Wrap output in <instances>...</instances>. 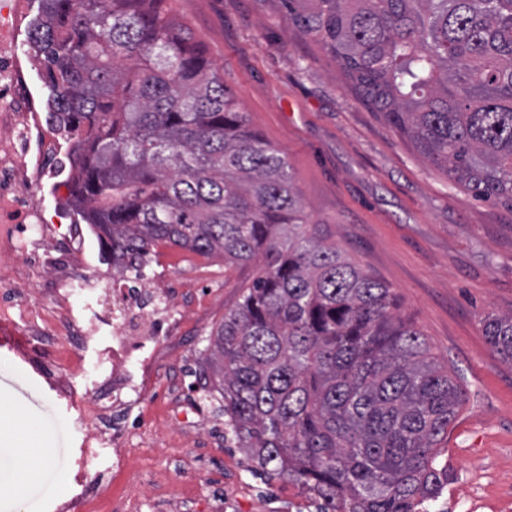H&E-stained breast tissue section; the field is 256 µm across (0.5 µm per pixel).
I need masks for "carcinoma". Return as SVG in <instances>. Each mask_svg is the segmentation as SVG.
Listing matches in <instances>:
<instances>
[{
  "instance_id": "cac0c4a2",
  "label": "carcinoma",
  "mask_w": 512,
  "mask_h": 512,
  "mask_svg": "<svg viewBox=\"0 0 512 512\" xmlns=\"http://www.w3.org/2000/svg\"><path fill=\"white\" fill-rule=\"evenodd\" d=\"M282 2L423 159L512 210V0ZM30 40L100 243L136 272L159 241L228 269L264 261L199 362L224 439L318 512H419L465 393L391 289L307 229L285 157L188 25L167 0H44ZM483 332L511 364L512 313Z\"/></svg>"
}]
</instances>
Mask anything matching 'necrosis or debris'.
Returning <instances> with one entry per match:
<instances>
[{
  "mask_svg": "<svg viewBox=\"0 0 512 512\" xmlns=\"http://www.w3.org/2000/svg\"><path fill=\"white\" fill-rule=\"evenodd\" d=\"M27 5L0 0V288L7 291L0 321H22L30 334L64 343L58 368L67 376L80 375L86 353L111 336V346L99 348L106 369L89 400L93 419L110 429L87 427L77 466L87 472L106 451L121 468L130 456L121 427L128 398L158 386L157 364L182 334L183 314L165 279L131 284L103 247L87 259L90 225L45 223L47 204H63L69 174L62 150L70 135L35 84L39 69L19 24ZM42 291L49 306L32 310L31 297ZM80 292L96 295L95 306L76 307Z\"/></svg>",
  "mask_w": 512,
  "mask_h": 512,
  "instance_id": "obj_1",
  "label": "necrosis or debris"
}]
</instances>
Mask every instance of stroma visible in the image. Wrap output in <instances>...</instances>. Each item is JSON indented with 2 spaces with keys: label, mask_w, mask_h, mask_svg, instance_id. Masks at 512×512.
<instances>
[{
  "label": "stroma",
  "mask_w": 512,
  "mask_h": 512,
  "mask_svg": "<svg viewBox=\"0 0 512 512\" xmlns=\"http://www.w3.org/2000/svg\"><path fill=\"white\" fill-rule=\"evenodd\" d=\"M208 49L252 127L292 168L311 223L371 277L396 294L399 312L424 335L432 355L461 379L467 402L448 434V483L429 512H469L483 496L493 512H512V364L483 334L489 314L512 313V211L452 186L411 144L360 101L320 40L302 34L281 0H168ZM146 274L168 266L185 308L180 354L159 365L160 384L129 414L136 471L155 480L142 512H209L224 491V414L195 431H176L174 448L148 436L168 404L194 398L196 371L213 327L234 305L256 266L225 270L216 256L166 243L154 246ZM101 371L87 358L70 399L55 390L49 347L18 357L0 343V391L38 402L69 426L63 459L80 453L78 402Z\"/></svg>",
  "instance_id": "stroma-1"
}]
</instances>
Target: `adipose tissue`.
I'll list each match as a JSON object with an SVG mask.
<instances>
[{
	"mask_svg": "<svg viewBox=\"0 0 512 512\" xmlns=\"http://www.w3.org/2000/svg\"><path fill=\"white\" fill-rule=\"evenodd\" d=\"M55 419L0 396V489L9 491L0 512H40L45 496H62L70 475L54 453L40 450L52 440Z\"/></svg>",
	"mask_w": 512,
	"mask_h": 512,
	"instance_id": "adipose-tissue-1",
	"label": "adipose tissue"
}]
</instances>
